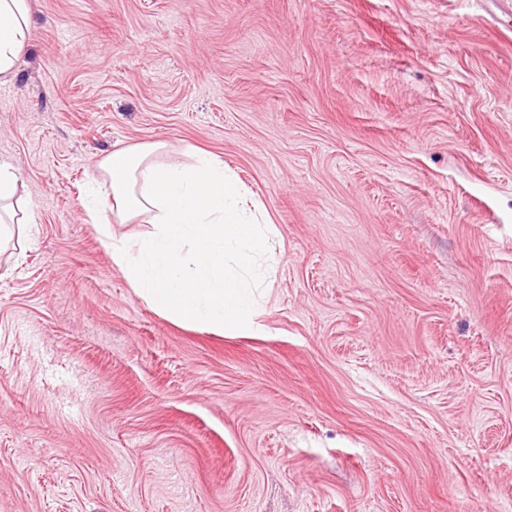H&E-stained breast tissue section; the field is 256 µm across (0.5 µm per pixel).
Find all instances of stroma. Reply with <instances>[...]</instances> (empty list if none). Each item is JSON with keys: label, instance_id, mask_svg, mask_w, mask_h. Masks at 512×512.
Here are the masks:
<instances>
[{"label": "stroma", "instance_id": "stroma-1", "mask_svg": "<svg viewBox=\"0 0 512 512\" xmlns=\"http://www.w3.org/2000/svg\"><path fill=\"white\" fill-rule=\"evenodd\" d=\"M0 161V512H512V17L494 0H30ZM223 159L279 230L252 334L150 307L112 150ZM33 210L30 200H22L16 170L0 163V253L15 236L24 235L28 241L35 238Z\"/></svg>", "mask_w": 512, "mask_h": 512}]
</instances>
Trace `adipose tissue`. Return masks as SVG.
<instances>
[{
	"instance_id": "obj_1",
	"label": "adipose tissue",
	"mask_w": 512,
	"mask_h": 512,
	"mask_svg": "<svg viewBox=\"0 0 512 512\" xmlns=\"http://www.w3.org/2000/svg\"><path fill=\"white\" fill-rule=\"evenodd\" d=\"M28 0H0V78L11 76L28 44ZM85 208L91 223L150 225L135 239L111 238L112 261L136 294L186 324L252 327L257 292L279 265L275 225L251 212L223 160L166 143L113 150L97 164ZM31 201L15 169L0 163V249L37 233Z\"/></svg>"
}]
</instances>
